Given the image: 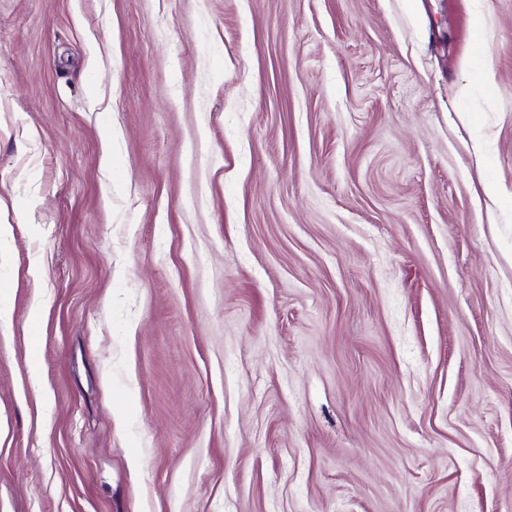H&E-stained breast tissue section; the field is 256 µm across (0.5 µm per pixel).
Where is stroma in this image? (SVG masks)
<instances>
[{
	"label": "stroma",
	"instance_id": "stroma-1",
	"mask_svg": "<svg viewBox=\"0 0 512 512\" xmlns=\"http://www.w3.org/2000/svg\"><path fill=\"white\" fill-rule=\"evenodd\" d=\"M1 224L0 512H512V0H0Z\"/></svg>",
	"mask_w": 512,
	"mask_h": 512
}]
</instances>
